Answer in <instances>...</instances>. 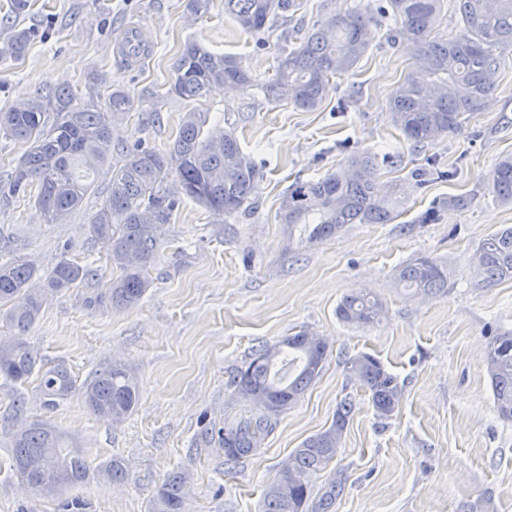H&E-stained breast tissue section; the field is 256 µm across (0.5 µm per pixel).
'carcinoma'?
<instances>
[{
	"label": "carcinoma",
	"mask_w": 512,
	"mask_h": 512,
	"mask_svg": "<svg viewBox=\"0 0 512 512\" xmlns=\"http://www.w3.org/2000/svg\"><path fill=\"white\" fill-rule=\"evenodd\" d=\"M459 33H438L443 0H388L374 12L361 8L336 11L310 30L294 27L283 38L294 46L280 55L273 74L262 84L266 98L304 110L322 101L327 83L354 71L369 48V29L389 17L391 39H403L417 51V64L400 82L389 103L391 120L415 147L434 143L457 129L466 112H480L497 89L499 51L512 49V0H455ZM32 0H4L3 18H20L33 10ZM300 0H224V13L242 31L260 34L274 16L294 13ZM39 30L12 28L0 43V60L24 56ZM248 90L251 73L229 54L214 53L202 45L185 43L174 65L166 95L200 99L213 86ZM92 79L88 99L61 86L47 95L33 96L0 112V136L26 145L11 173L8 189L25 198L37 189L35 207L48 224L63 223L82 203L91 186L89 172L105 163L113 151L121 164L112 171L105 203L90 219L91 236L107 246V260L120 275L108 288V299L118 306L139 304L151 286L148 270L156 265L162 245L156 236L183 197L221 218L251 208L261 172L232 131L214 126L205 132L206 117L184 115L172 146L158 151L142 144L112 147V125L137 110L127 91L109 90L100 98ZM487 190L499 202L512 203V157L495 165ZM286 224H306L309 238L324 240L348 224H386L391 211L378 196L374 158L361 151L349 155L336 170L317 181L297 182L280 204ZM478 285L490 287L512 280V227L503 228L478 243L473 253ZM96 276L90 263L62 259L38 285L37 268L24 260L0 261V321L13 336L0 338V375L16 382L36 377L43 405L53 407L73 392L74 383L62 365L47 366L23 336L38 319L45 289L59 291ZM398 283L414 294L448 287V268L438 260L419 256L404 264ZM337 316L356 327L370 326L384 315L382 301L368 292L352 291L339 303ZM330 343L304 330L267 346L231 379L249 413L224 423V460L237 463L257 451L275 429L282 414L293 407L320 376ZM347 370L368 391L375 414L387 419L399 407L402 387L395 375L367 353L348 358ZM498 416L512 421V334L493 337L486 351ZM81 397L96 416L120 422L139 401V388L127 367H101L81 388ZM352 402L342 401L331 425L305 439L288 458V471L278 472L267 486L263 512H334L347 477L333 473L312 498L314 479L340 453L350 421ZM18 475L44 494L63 493L83 484L90 474L85 456L66 444L54 427L33 424L12 440ZM187 480L177 476L164 483L153 512H182Z\"/></svg>",
	"instance_id": "carcinoma-1"
}]
</instances>
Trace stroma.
Returning <instances> with one entry per match:
<instances>
[{
  "label": "stroma",
  "mask_w": 512,
  "mask_h": 512,
  "mask_svg": "<svg viewBox=\"0 0 512 512\" xmlns=\"http://www.w3.org/2000/svg\"><path fill=\"white\" fill-rule=\"evenodd\" d=\"M45 2L17 20L47 35L20 60L0 62V111L63 84L84 89L96 74L140 105L116 123L114 142L142 139L166 150L184 114L201 112L235 131L263 177L253 208L242 214L218 220L183 200L158 229L168 248L151 288L130 309L96 302L118 271L88 231L119 155L98 169L65 223H44L32 198L0 197V234L18 240L20 256L44 273L64 258L92 263L97 273L95 286L50 294L28 342L49 363H65L76 384L120 362L140 386L136 408L115 424L93 415L79 393L47 410L34 382L0 378V512H64V497L35 494L12 466L13 435L35 422L57 428L93 465L124 462V479L97 473L71 490L80 512H152L162 483L177 472L188 478L183 512H262L264 487L294 448L332 423L346 398L353 412L334 465L348 480L335 512H512V422L496 412L485 365L491 336L512 332V281L475 287L472 264L482 239L512 225V205L485 188L496 162L512 156V50L502 52L484 110L463 114L458 130L415 148L395 129L389 101L416 57L386 28L372 29L355 70L333 79L315 110L271 103L259 89L288 47V28L378 0H303L295 15H279L260 35L244 33L224 0L196 20L185 0ZM134 22L149 54L130 65L121 47ZM191 40L241 57L256 87L216 88L198 101L168 96L173 64ZM145 110L158 113L146 128ZM355 151L374 155L380 196L395 219L349 224L322 241L283 224L280 202L292 182L319 179ZM452 196L469 203L449 207ZM418 255L447 265V289L409 295L397 288V270ZM354 289L384 302L378 323L355 328L338 319L337 305ZM301 330L330 342L321 375L254 455L226 463L224 421L244 409L230 376L261 348ZM358 353L379 359L403 386L388 419L375 415L346 370Z\"/></svg>",
  "instance_id": "stroma-1"
}]
</instances>
